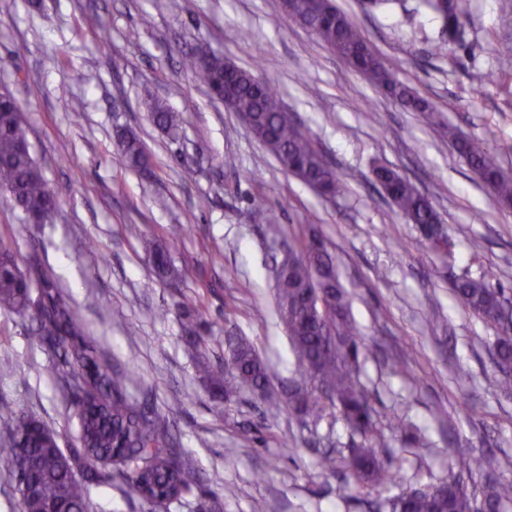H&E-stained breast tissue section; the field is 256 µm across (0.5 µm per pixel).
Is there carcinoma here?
I'll use <instances>...</instances> for the list:
<instances>
[{"mask_svg":"<svg viewBox=\"0 0 512 512\" xmlns=\"http://www.w3.org/2000/svg\"><path fill=\"white\" fill-rule=\"evenodd\" d=\"M303 2L304 7L289 14L297 24L316 29L317 37L330 49L356 56L354 68L401 106L414 112H433L425 100L394 77L334 0H324L322 11L311 5L313 0ZM426 2L444 21L442 40L432 47V54L443 56L448 44L462 39L460 19L469 12L470 0ZM183 66L195 73L214 98H228L230 111L251 118L252 134L288 174L323 197L341 193V178L290 118L268 83L237 66L226 70L224 57L216 54L205 63L188 55ZM149 110L159 128L169 132L179 128L178 113L157 101L150 103ZM448 140L480 176L490 196L503 207L511 206L512 176L502 170L497 155L474 148L471 140L451 127ZM117 148L128 167L148 169L149 157L135 134L119 133ZM373 174L390 190L389 200L402 216L435 228L427 247L444 252L449 235L429 198L390 167L378 165ZM0 192L20 209L28 224L50 223L58 208V198L31 154L28 126L13 97L0 99ZM150 252L154 271L162 281H181L182 272L171 263L167 245L154 243ZM288 255V264L278 273L277 308L302 379L288 389V408L304 418L320 417L326 410L322 397H327L329 405L364 436L363 446L348 461L357 482L368 487L390 484L395 476L393 462L380 460L384 443L356 378L363 341L349 318V297L333 257L315 236L298 239L297 252ZM495 277L491 269L479 278L461 276L453 283L452 293L474 316L495 329L496 361L512 363V299L505 289L491 283ZM0 309L27 318L35 342L58 354L60 379L70 392L79 425L78 446L64 449L56 431L42 418L8 410L12 426L8 438L0 442V465L14 475L19 461L27 465L25 477L16 478L20 512H91L92 489L110 486L116 477L149 504L161 495L181 496L199 484L195 468L180 459L167 418L154 405L128 394L130 373L114 370L98 358L87 327L37 253L20 264L12 250L0 247ZM176 309L186 345L200 349L207 332L201 296L183 299ZM227 345L224 365H202L211 396L229 401L244 385L264 390L268 370L254 346L242 336L227 337ZM490 466L483 456H461L454 460L456 474L449 480L399 492L388 499L387 512H501L503 504L512 502L511 481H487L479 498L463 481V476L480 474Z\"/></svg>","mask_w":512,"mask_h":512,"instance_id":"carcinoma-1","label":"carcinoma"}]
</instances>
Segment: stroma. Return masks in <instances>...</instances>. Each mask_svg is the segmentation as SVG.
I'll return each instance as SVG.
<instances>
[{
	"label": "stroma",
	"mask_w": 512,
	"mask_h": 512,
	"mask_svg": "<svg viewBox=\"0 0 512 512\" xmlns=\"http://www.w3.org/2000/svg\"><path fill=\"white\" fill-rule=\"evenodd\" d=\"M335 3L395 78L434 107V122L384 96L279 0H0V90L20 104L60 201L55 222L36 227L0 196V244L21 259L41 248L104 359L131 372L130 394L171 421L200 483L168 512H201L214 500L220 512H253L258 501L265 512H384L401 490L448 478L459 455H487L492 476L512 480V396L498 387L494 332L451 291L455 276L489 268L512 289V208L494 203L444 132L458 128L512 173V12L501 0H470L463 44L435 57L442 21L423 0ZM199 50L274 87L344 193L325 199L284 173L238 114L183 68L184 55ZM153 99L183 115L176 133L153 123ZM124 129L142 140L149 173L119 158ZM377 163L429 197L450 253L428 250L418 225L384 197ZM173 224L186 228L171 249L184 271L177 289L155 276L146 251ZM309 230L334 257L363 334L360 380L395 462L386 487L353 486L345 462L363 438L336 411L303 421L246 387L215 401L181 340L175 305L202 293L207 358L223 360L225 337H247L273 397H283L297 362L275 314V265ZM474 239L483 245L476 254ZM27 325L0 310V363L12 366L0 374V404L42 417L61 447H72L77 422L63 403L58 361ZM460 370L468 374L461 382ZM398 418L421 431L425 447L405 446L391 428ZM327 449L339 461L332 472L321 465ZM92 498L94 512H155L118 480Z\"/></svg>",
	"instance_id": "obj_1"
}]
</instances>
